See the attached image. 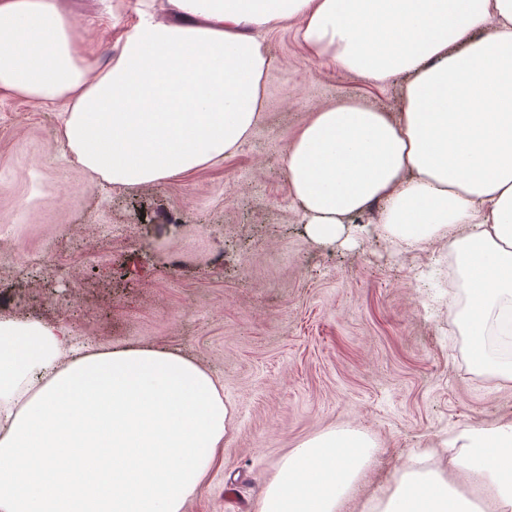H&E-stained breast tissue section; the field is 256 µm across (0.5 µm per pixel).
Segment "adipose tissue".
Returning <instances> with one entry per match:
<instances>
[{
    "mask_svg": "<svg viewBox=\"0 0 512 512\" xmlns=\"http://www.w3.org/2000/svg\"><path fill=\"white\" fill-rule=\"evenodd\" d=\"M293 23L309 59L370 86L400 79L389 112L325 105L287 141L288 194L333 245L376 211L401 259L447 242L469 305L471 357L512 337V0H161L93 68L59 0H0V94L64 104L61 139L93 178L133 188L216 164L250 136L265 33ZM232 424L184 355L102 350L0 313V512H182ZM376 448L331 430L280 461L256 512H345ZM366 512H512V417L407 458Z\"/></svg>",
    "mask_w": 512,
    "mask_h": 512,
    "instance_id": "1",
    "label": "adipose tissue"
}]
</instances>
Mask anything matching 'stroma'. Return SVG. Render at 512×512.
Returning <instances> with one entry per match:
<instances>
[{
	"label": "stroma",
	"mask_w": 512,
	"mask_h": 512,
	"mask_svg": "<svg viewBox=\"0 0 512 512\" xmlns=\"http://www.w3.org/2000/svg\"><path fill=\"white\" fill-rule=\"evenodd\" d=\"M93 65L118 54L143 0H60ZM262 116L224 161L133 189L73 166L62 104L0 98V311L104 349L178 352L232 411L224 450L183 512H255L274 467L335 428L377 453L349 512L394 485L413 449L512 417V386L470 357L468 294L441 248L412 271L375 225L352 247L307 235L280 164L322 105L376 88L308 60L291 28L265 37Z\"/></svg>",
	"instance_id": "obj_1"
}]
</instances>
